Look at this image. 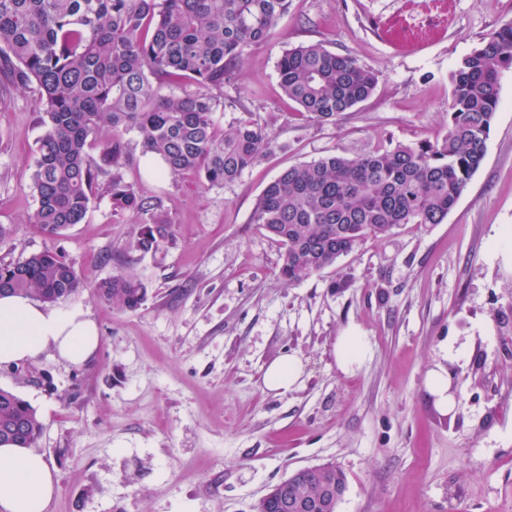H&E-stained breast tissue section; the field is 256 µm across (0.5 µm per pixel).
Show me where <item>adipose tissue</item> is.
<instances>
[{"label":"adipose tissue","mask_w":512,"mask_h":512,"mask_svg":"<svg viewBox=\"0 0 512 512\" xmlns=\"http://www.w3.org/2000/svg\"><path fill=\"white\" fill-rule=\"evenodd\" d=\"M99 342L96 324L82 310H62L24 295L0 296V366H19L47 351L80 364ZM55 490L42 453L0 446V512H47Z\"/></svg>","instance_id":"ef3b65f1"}]
</instances>
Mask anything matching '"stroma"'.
<instances>
[{"label": "stroma", "instance_id": "35a3bbf8", "mask_svg": "<svg viewBox=\"0 0 512 512\" xmlns=\"http://www.w3.org/2000/svg\"><path fill=\"white\" fill-rule=\"evenodd\" d=\"M510 22L512 0H290L214 114L220 127L258 123L273 153L200 189L133 148L127 181L174 226L154 256L134 250L136 219L105 196L62 235L26 224L39 98L0 86V225L13 230L0 260L50 250L90 283L132 271L148 287L134 312L91 287L59 301L99 329L87 362L47 352L26 374L0 367V387L45 424L36 449L58 486L47 512H252L269 486L324 462L347 477L338 512H512V70L484 162L443 223L402 225L289 283L281 246L251 222L289 165L442 140L452 70ZM310 41L378 76L333 125L301 116L279 86L282 53ZM353 328L368 352L345 369L336 343ZM288 356L299 380L268 389L267 367ZM439 368L455 389L447 412L426 386Z\"/></svg>", "mask_w": 512, "mask_h": 512}]
</instances>
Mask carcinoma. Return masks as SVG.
I'll list each match as a JSON object with an SVG mask.
<instances>
[{"label":"carcinoma","mask_w":512,"mask_h":512,"mask_svg":"<svg viewBox=\"0 0 512 512\" xmlns=\"http://www.w3.org/2000/svg\"><path fill=\"white\" fill-rule=\"evenodd\" d=\"M290 0H0V75L17 91L36 88L43 133L35 142L29 190L35 208L26 223L60 235L107 195L112 212L141 224L133 248L155 255L174 237L155 199L125 178L131 142L153 155L161 173L223 186L274 149L258 124L217 127L224 86L236 82L246 51L267 43ZM512 69V23L461 58L451 74L448 133L435 144H397L356 158L331 154L290 165L265 187L252 215L283 248L280 277L309 278L403 224H441L482 165L498 107L502 73ZM283 94L318 124L366 101L376 73L350 54L321 43L284 51L277 62ZM181 86L179 94L160 93ZM112 307L138 310L147 299L137 275L94 284L65 256L33 253L0 261V294H25L56 304L86 287ZM45 426L37 411L0 388V445L31 448ZM272 486L253 512H281L283 491L318 499L345 493L332 463Z\"/></svg>","instance_id":"obj_1"}]
</instances>
